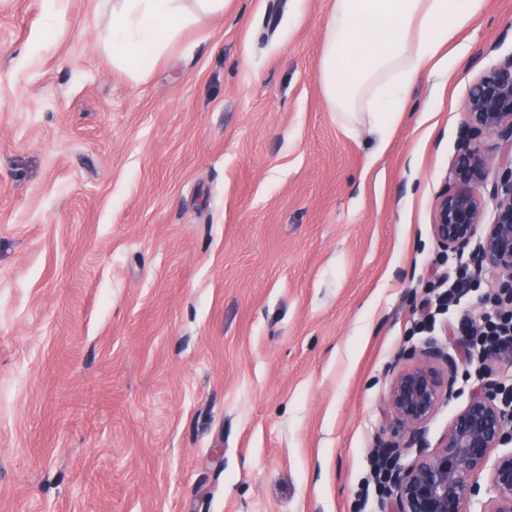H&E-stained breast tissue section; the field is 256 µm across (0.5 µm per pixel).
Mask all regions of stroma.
Returning a JSON list of instances; mask_svg holds the SVG:
<instances>
[{"instance_id":"obj_1","label":"stroma","mask_w":512,"mask_h":512,"mask_svg":"<svg viewBox=\"0 0 512 512\" xmlns=\"http://www.w3.org/2000/svg\"><path fill=\"white\" fill-rule=\"evenodd\" d=\"M332 0H227L140 76L112 0H0V512H383L392 373L498 298L417 327L469 90L512 55L483 0L402 119L343 125L319 72ZM498 137L473 188L492 223ZM463 363L436 446L482 370ZM221 457H214V449Z\"/></svg>"}]
</instances>
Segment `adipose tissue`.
Masks as SVG:
<instances>
[{
    "label": "adipose tissue",
    "mask_w": 512,
    "mask_h": 512,
    "mask_svg": "<svg viewBox=\"0 0 512 512\" xmlns=\"http://www.w3.org/2000/svg\"><path fill=\"white\" fill-rule=\"evenodd\" d=\"M480 0H333L320 62L330 108L347 120L366 118L385 130L405 110L422 72L449 79L436 58L471 26ZM224 0H114L106 47L119 66L140 72L199 14L223 11Z\"/></svg>",
    "instance_id": "adipose-tissue-1"
}]
</instances>
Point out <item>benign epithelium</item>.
<instances>
[{
  "label": "benign epithelium",
  "instance_id": "benign-epithelium-1",
  "mask_svg": "<svg viewBox=\"0 0 512 512\" xmlns=\"http://www.w3.org/2000/svg\"><path fill=\"white\" fill-rule=\"evenodd\" d=\"M467 122L452 164L453 179L438 196L431 230L446 251L469 253L477 267L498 271L499 295L512 304V56L493 63L474 83L465 100ZM497 135L508 152L498 160L502 170L500 199L494 221L482 225L483 207L470 182L480 168L478 143ZM461 352L451 354L429 340L416 360L395 371L387 409L406 431L403 443L382 448L397 460L400 449L415 448L412 463L394 467L387 512H467L469 478L491 467L494 496L481 512H512V452L492 457L508 435L509 417L499 405L497 384L483 383L456 415L433 450L425 440L426 426L440 402L448 397Z\"/></svg>",
  "mask_w": 512,
  "mask_h": 512
}]
</instances>
